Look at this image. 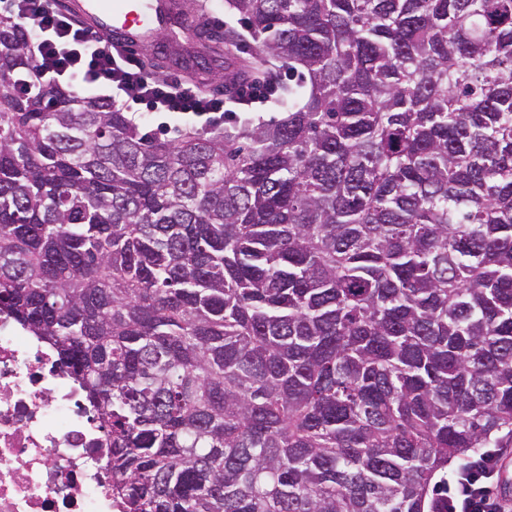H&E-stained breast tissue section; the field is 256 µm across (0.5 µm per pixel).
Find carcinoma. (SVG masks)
Instances as JSON below:
<instances>
[{"mask_svg": "<svg viewBox=\"0 0 512 512\" xmlns=\"http://www.w3.org/2000/svg\"><path fill=\"white\" fill-rule=\"evenodd\" d=\"M225 3L288 112L171 140L25 91L0 13V314L121 512H448V462L512 448V0Z\"/></svg>", "mask_w": 512, "mask_h": 512, "instance_id": "1", "label": "carcinoma"}]
</instances>
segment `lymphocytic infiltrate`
<instances>
[{
    "instance_id": "obj_1",
    "label": "lymphocytic infiltrate",
    "mask_w": 512,
    "mask_h": 512,
    "mask_svg": "<svg viewBox=\"0 0 512 512\" xmlns=\"http://www.w3.org/2000/svg\"><path fill=\"white\" fill-rule=\"evenodd\" d=\"M0 9L13 14L26 31L28 50L37 61L43 87L66 84L145 117L173 114L220 127L227 104L249 107L273 98L278 90L274 83L242 82L229 99L212 97L195 85L147 74L136 56L75 25L57 11L54 0H0ZM496 475L492 456L482 451L471 456L448 482L450 512H502L493 492Z\"/></svg>"
}]
</instances>
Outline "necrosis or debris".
<instances>
[{
  "label": "necrosis or debris",
  "instance_id": "1",
  "mask_svg": "<svg viewBox=\"0 0 512 512\" xmlns=\"http://www.w3.org/2000/svg\"><path fill=\"white\" fill-rule=\"evenodd\" d=\"M108 455L52 352L0 317V512H119Z\"/></svg>",
  "mask_w": 512,
  "mask_h": 512
}]
</instances>
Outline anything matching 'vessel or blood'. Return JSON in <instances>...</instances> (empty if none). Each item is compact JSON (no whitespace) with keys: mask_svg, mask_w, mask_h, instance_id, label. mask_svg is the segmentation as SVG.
Wrapping results in <instances>:
<instances>
[{"mask_svg":"<svg viewBox=\"0 0 512 512\" xmlns=\"http://www.w3.org/2000/svg\"><path fill=\"white\" fill-rule=\"evenodd\" d=\"M69 4L72 16L83 26L133 55L168 28L155 0H69Z\"/></svg>","mask_w":512,"mask_h":512,"instance_id":"b4317fda","label":"vessel or blood"}]
</instances>
